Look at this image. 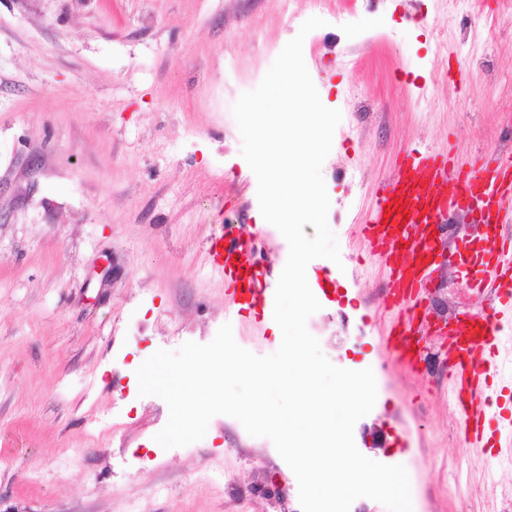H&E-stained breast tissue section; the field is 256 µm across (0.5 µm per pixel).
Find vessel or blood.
Segmentation results:
<instances>
[{"mask_svg":"<svg viewBox=\"0 0 512 512\" xmlns=\"http://www.w3.org/2000/svg\"><path fill=\"white\" fill-rule=\"evenodd\" d=\"M401 198L408 202L407 214H386V204ZM455 208L478 210L489 220L483 233L456 246L454 266L460 289L469 296L489 293L494 306L488 313L463 311L462 323L446 337L465 432L477 447L489 448L500 441L503 429L512 430V416L493 413L491 397L497 388L501 332L495 316L512 313V239L502 232L512 224V159L492 153L465 168L426 148L407 150L382 184L361 231L370 255L387 273L386 307L398 315L388 336L390 350L412 370L422 357L412 325L433 272L430 228L447 223ZM257 251L254 240H227L220 234L207 243L208 261L223 273L232 300L269 319L275 285Z\"/></svg>","mask_w":512,"mask_h":512,"instance_id":"obj_1","label":"vessel or blood"}]
</instances>
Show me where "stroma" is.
I'll return each instance as SVG.
<instances>
[{"instance_id": "35a3bbf8", "label": "stroma", "mask_w": 512, "mask_h": 512, "mask_svg": "<svg viewBox=\"0 0 512 512\" xmlns=\"http://www.w3.org/2000/svg\"><path fill=\"white\" fill-rule=\"evenodd\" d=\"M313 16L306 66L342 115L322 166L341 261L309 263L334 289L307 328L334 365L374 372L355 444L405 466L413 512L512 496V447L469 446L448 396L454 267L423 293L427 353L407 370L360 234L401 150L470 160L512 121V21L463 29L452 0H0V512H297L292 470L232 417L163 449L168 407L136 370L226 323L252 353L278 349L270 323L228 311L206 245L229 220L283 270L232 106Z\"/></svg>"}]
</instances>
